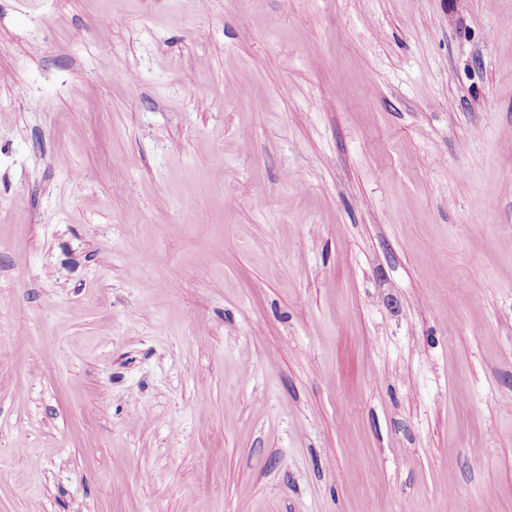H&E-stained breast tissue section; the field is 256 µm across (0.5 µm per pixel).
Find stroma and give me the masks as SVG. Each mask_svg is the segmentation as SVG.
<instances>
[{
  "label": "stroma",
  "instance_id": "obj_1",
  "mask_svg": "<svg viewBox=\"0 0 512 512\" xmlns=\"http://www.w3.org/2000/svg\"><path fill=\"white\" fill-rule=\"evenodd\" d=\"M2 308L0 512H512V0H0Z\"/></svg>",
  "mask_w": 512,
  "mask_h": 512
}]
</instances>
